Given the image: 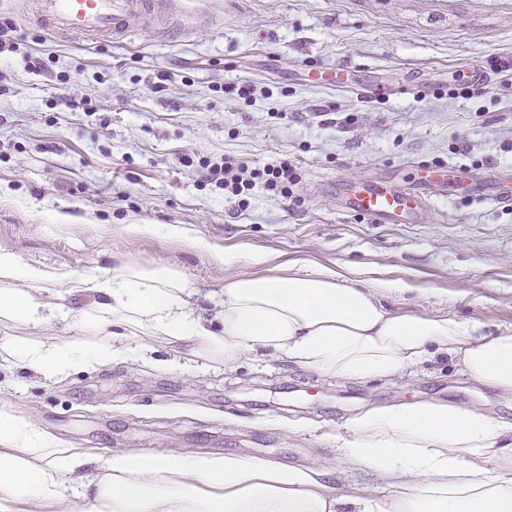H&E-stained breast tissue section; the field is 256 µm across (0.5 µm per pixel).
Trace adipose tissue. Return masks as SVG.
I'll list each match as a JSON object with an SVG mask.
<instances>
[{"instance_id":"ef3b65f1","label":"adipose tissue","mask_w":512,"mask_h":512,"mask_svg":"<svg viewBox=\"0 0 512 512\" xmlns=\"http://www.w3.org/2000/svg\"><path fill=\"white\" fill-rule=\"evenodd\" d=\"M0 319L73 329L61 342L0 344V370L49 383L141 358L161 341L216 366L275 357L353 382L393 378L446 353L477 381L512 392V333L484 336L464 319L391 311L328 267L239 273L204 293L166 262L127 260L83 276L0 248ZM336 446L379 484L339 493L318 464L238 454L91 456L0 409V512H512L510 422L402 402L358 413Z\"/></svg>"}]
</instances>
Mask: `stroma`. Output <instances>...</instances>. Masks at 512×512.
Segmentation results:
<instances>
[{
    "label": "stroma",
    "mask_w": 512,
    "mask_h": 512,
    "mask_svg": "<svg viewBox=\"0 0 512 512\" xmlns=\"http://www.w3.org/2000/svg\"><path fill=\"white\" fill-rule=\"evenodd\" d=\"M169 9L183 32L141 21L114 44L50 36L22 0H0V22L16 29L14 50L0 53V247L79 273L166 261L205 291L244 272L160 231L179 224L224 251L262 253V273L333 267L380 288L391 309L442 312L485 335L512 331V201L457 192L431 197L421 223L375 224L342 211L329 188L372 177L413 193L422 169L448 163L475 185L512 177V0H169ZM34 57L61 83L33 74ZM476 65L489 77L475 94ZM162 70L169 81L156 93ZM244 80L252 100H225V84ZM360 85L391 92L368 99ZM64 93L88 108L59 105ZM185 156L285 158L299 181L288 198L254 189L242 208ZM130 224L151 230L133 235ZM157 356L178 368L116 361L51 384L4 371L0 408L91 454L316 459L341 492L378 482L349 469L332 439L366 407L441 401L512 420L511 392L446 355L364 383L276 360L207 368L162 344Z\"/></svg>",
    "instance_id": "1"
}]
</instances>
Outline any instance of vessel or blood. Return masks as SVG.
<instances>
[{
	"mask_svg": "<svg viewBox=\"0 0 512 512\" xmlns=\"http://www.w3.org/2000/svg\"><path fill=\"white\" fill-rule=\"evenodd\" d=\"M161 16L159 0H38L33 19L42 30L56 35H100L121 43L131 36L135 19ZM458 177L455 167L445 168L435 181H422V193L413 197L371 179L343 178L338 186L346 196L347 210L378 224H416L430 193L447 196Z\"/></svg>",
	"mask_w": 512,
	"mask_h": 512,
	"instance_id": "b4317fda",
	"label": "vessel or blood"
}]
</instances>
